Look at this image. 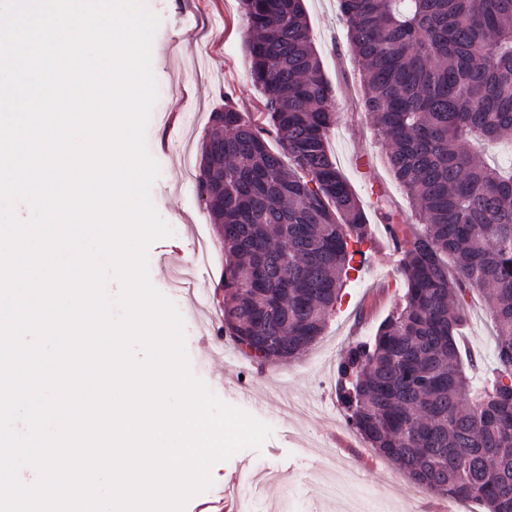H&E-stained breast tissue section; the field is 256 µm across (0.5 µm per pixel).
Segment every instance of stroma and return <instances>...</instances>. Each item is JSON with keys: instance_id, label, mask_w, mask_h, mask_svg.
Masks as SVG:
<instances>
[{"instance_id": "35a3bbf8", "label": "stroma", "mask_w": 512, "mask_h": 512, "mask_svg": "<svg viewBox=\"0 0 512 512\" xmlns=\"http://www.w3.org/2000/svg\"><path fill=\"white\" fill-rule=\"evenodd\" d=\"M160 17L152 47V69L160 95L147 128L148 149L161 174L151 197L172 236L148 250L152 284L182 315L193 374L224 403L238 407L270 426L262 451H240L212 469L213 485L193 497L185 512L205 502H219L239 472L267 473L270 488L256 491L260 512H337L335 502L320 495L314 477L328 460L353 467L362 490L389 507V512H448L443 497L422 490L395 462L364 451L360 438L336 397V364L349 343L374 336L379 324L406 291L382 222L372 209L376 199L396 212L408 211L405 195L385 163L379 136L361 106L359 66L346 40L338 0H305V8L324 77L333 89L341 120L330 139L337 167L370 212L372 236L363 246L365 263L350 271L341 299L325 330L297 359L265 367L239 351L231 336L220 333L219 284L224 254L218 233L200 198L197 167L210 131V114L232 98L241 109L254 110L253 88L243 47L238 0H145ZM381 186V196L371 193ZM209 259L194 264L199 243ZM193 264V292L170 284L171 262ZM464 343L480 372L496 365L492 322L481 291L467 298Z\"/></svg>"}]
</instances>
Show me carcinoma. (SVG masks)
I'll return each instance as SVG.
<instances>
[{
	"instance_id": "cac0c4a2",
	"label": "carcinoma",
	"mask_w": 512,
	"mask_h": 512,
	"mask_svg": "<svg viewBox=\"0 0 512 512\" xmlns=\"http://www.w3.org/2000/svg\"><path fill=\"white\" fill-rule=\"evenodd\" d=\"M338 2L364 110L423 225L376 199L406 291L374 339L340 357L339 401L415 484L512 512V172L467 149L512 142V0ZM239 5L259 112L224 104L198 180L224 187L210 212L224 231V332L266 365L323 333L370 224L329 150L340 113L303 0ZM473 289L498 360L479 387L460 343Z\"/></svg>"
}]
</instances>
